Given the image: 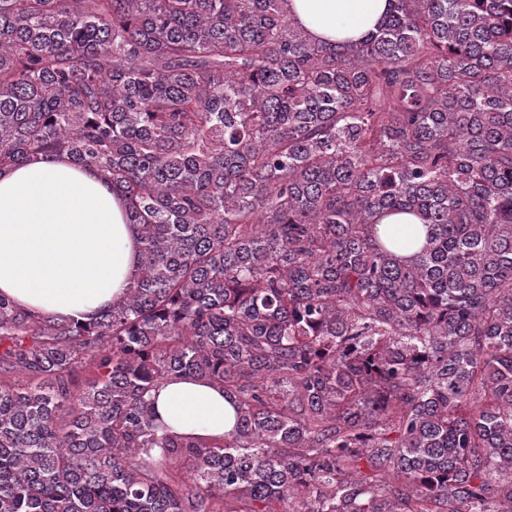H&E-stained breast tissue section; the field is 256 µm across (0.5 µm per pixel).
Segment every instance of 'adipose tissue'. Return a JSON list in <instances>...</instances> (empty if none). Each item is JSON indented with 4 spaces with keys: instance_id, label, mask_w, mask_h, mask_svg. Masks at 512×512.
Instances as JSON below:
<instances>
[{
    "instance_id": "adipose-tissue-1",
    "label": "adipose tissue",
    "mask_w": 512,
    "mask_h": 512,
    "mask_svg": "<svg viewBox=\"0 0 512 512\" xmlns=\"http://www.w3.org/2000/svg\"><path fill=\"white\" fill-rule=\"evenodd\" d=\"M388 0H290L296 26L323 41L359 39ZM125 199L92 167L47 156L0 171V293L26 311L88 319L124 293L140 244ZM160 424L178 435H223L234 410L222 390L187 378L155 396Z\"/></svg>"
}]
</instances>
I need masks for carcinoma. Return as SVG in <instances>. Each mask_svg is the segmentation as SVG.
Returning <instances> with one entry per match:
<instances>
[{
    "label": "carcinoma",
    "instance_id": "carcinoma-1",
    "mask_svg": "<svg viewBox=\"0 0 512 512\" xmlns=\"http://www.w3.org/2000/svg\"><path fill=\"white\" fill-rule=\"evenodd\" d=\"M288 2L0 0V170L97 168L140 243L92 321L0 296V512H512V0ZM184 377L224 435L156 423ZM296 26L313 39L357 40L375 28L387 11L388 0H290ZM155 411L158 422L178 435L222 436L232 427L235 415L222 390L192 378L161 385Z\"/></svg>",
    "mask_w": 512,
    "mask_h": 512
}]
</instances>
